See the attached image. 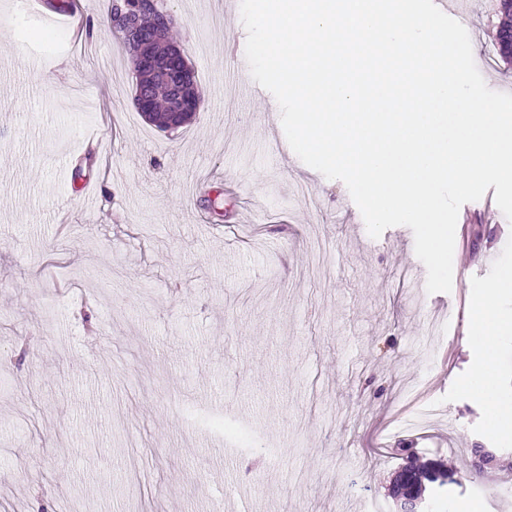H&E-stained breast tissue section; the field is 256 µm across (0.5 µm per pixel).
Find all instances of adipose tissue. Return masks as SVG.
<instances>
[{"mask_svg": "<svg viewBox=\"0 0 512 512\" xmlns=\"http://www.w3.org/2000/svg\"><path fill=\"white\" fill-rule=\"evenodd\" d=\"M512 289V269H505L496 279L482 285L477 293L474 320L466 338L467 346L476 359L474 385L490 388L495 372V351L498 338L507 328L497 303L503 291Z\"/></svg>", "mask_w": 512, "mask_h": 512, "instance_id": "1", "label": "adipose tissue"}]
</instances>
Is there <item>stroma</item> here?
Listing matches in <instances>:
<instances>
[{"mask_svg":"<svg viewBox=\"0 0 512 512\" xmlns=\"http://www.w3.org/2000/svg\"><path fill=\"white\" fill-rule=\"evenodd\" d=\"M465 2L477 68L512 87L497 0ZM168 7L205 99L170 133L109 29L0 0V512H395L413 456L449 472L431 512H512V471L463 474L472 443L512 449L465 346L512 266L494 190L459 211L451 292L427 293L412 230L371 238L274 97L239 94L240 0ZM92 134L88 199L66 159Z\"/></svg>","mask_w":512,"mask_h":512,"instance_id":"obj_1","label":"stroma"}]
</instances>
